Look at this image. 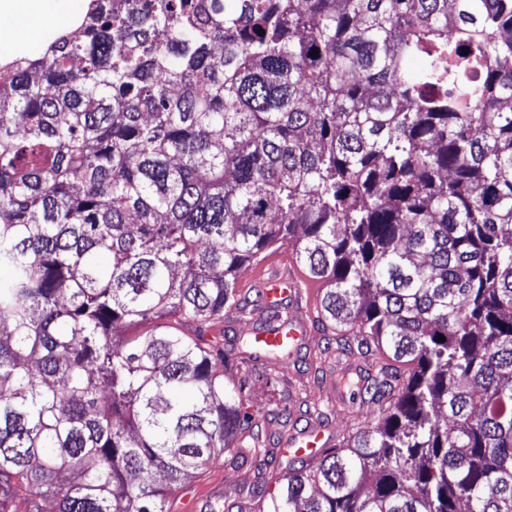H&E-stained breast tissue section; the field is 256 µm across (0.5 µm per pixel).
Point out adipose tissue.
<instances>
[{"mask_svg":"<svg viewBox=\"0 0 512 512\" xmlns=\"http://www.w3.org/2000/svg\"><path fill=\"white\" fill-rule=\"evenodd\" d=\"M68 16L57 0H0V45L27 46L37 42L44 22L62 24Z\"/></svg>","mask_w":512,"mask_h":512,"instance_id":"1","label":"adipose tissue"}]
</instances>
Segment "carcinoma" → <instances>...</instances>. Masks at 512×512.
I'll return each mask as SVG.
<instances>
[{"mask_svg":"<svg viewBox=\"0 0 512 512\" xmlns=\"http://www.w3.org/2000/svg\"><path fill=\"white\" fill-rule=\"evenodd\" d=\"M279 243L314 371L379 353L298 467L290 404L342 409L224 330L288 331L236 288ZM1 270L0 512H169L222 452L205 512H512V0H90L0 66ZM255 467L249 463L232 469L227 456L219 454L211 459L206 468L198 471L186 481L171 499L172 512H200L201 507L212 497L224 495L233 497L235 489L253 483Z\"/></svg>","mask_w":512,"mask_h":512,"instance_id":"carcinoma-1","label":"carcinoma"}]
</instances>
